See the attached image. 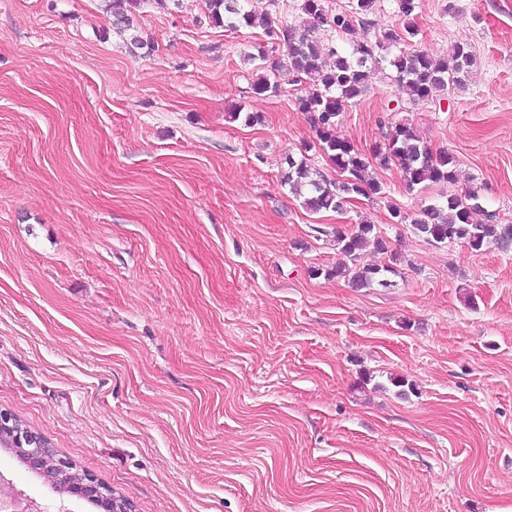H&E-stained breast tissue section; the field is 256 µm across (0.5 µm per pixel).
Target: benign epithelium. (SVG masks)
Listing matches in <instances>:
<instances>
[{"instance_id":"1","label":"benign epithelium","mask_w":512,"mask_h":512,"mask_svg":"<svg viewBox=\"0 0 512 512\" xmlns=\"http://www.w3.org/2000/svg\"><path fill=\"white\" fill-rule=\"evenodd\" d=\"M0 431L8 433L10 441L23 451L24 464L29 470L41 473L46 469L48 462L54 463L60 473L55 482L58 493L89 502L109 497L108 488L89 474L81 476V480L77 482L67 480L66 475L73 470V464L59 456L57 451L45 442L40 432L23 425L5 409L0 410ZM0 512H47V508L21 491H7L0 494Z\"/></svg>"}]
</instances>
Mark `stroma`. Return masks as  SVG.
I'll return each instance as SVG.
<instances>
[{
  "mask_svg": "<svg viewBox=\"0 0 512 512\" xmlns=\"http://www.w3.org/2000/svg\"><path fill=\"white\" fill-rule=\"evenodd\" d=\"M417 3L418 46L467 45L472 79L438 102L374 73L336 135L369 154L411 123L512 224V0ZM133 18L132 53L104 0H0V408L132 512H512V247L393 223L441 192L393 167L383 196L308 211L288 159L335 171L307 83L253 92L263 29L204 0ZM361 222L394 287L322 276ZM0 472L98 512L1 447Z\"/></svg>",
  "mask_w": 512,
  "mask_h": 512,
  "instance_id": "1",
  "label": "stroma"
}]
</instances>
